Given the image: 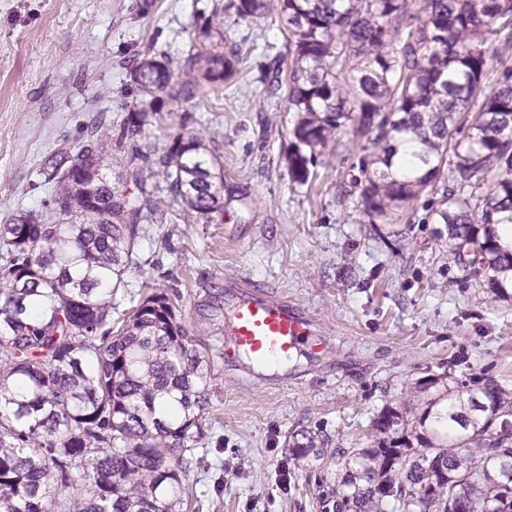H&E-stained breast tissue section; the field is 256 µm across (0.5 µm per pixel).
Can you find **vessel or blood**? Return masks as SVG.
Masks as SVG:
<instances>
[{
    "mask_svg": "<svg viewBox=\"0 0 512 512\" xmlns=\"http://www.w3.org/2000/svg\"><path fill=\"white\" fill-rule=\"evenodd\" d=\"M225 362L246 357L255 364L288 362L299 351L319 357L325 345L312 330V322L288 301L266 292H249L232 308L224 327Z\"/></svg>",
    "mask_w": 512,
    "mask_h": 512,
    "instance_id": "1",
    "label": "vessel or blood"
}]
</instances>
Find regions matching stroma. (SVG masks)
Returning a JSON list of instances; mask_svg holds the SVG:
<instances>
[{
	"label": "stroma",
	"mask_w": 512,
	"mask_h": 512,
	"mask_svg": "<svg viewBox=\"0 0 512 512\" xmlns=\"http://www.w3.org/2000/svg\"><path fill=\"white\" fill-rule=\"evenodd\" d=\"M227 0H0V224L48 216L37 171L59 148H77L96 117L120 124L138 98L130 70L154 48L182 61L198 18L221 24L245 61L221 92L166 103L146 135L166 150L187 122L219 155L233 193L202 220L161 199L145 223L113 328L152 289L175 296L176 318L214 368L211 404L185 482L188 512H317L322 464L293 465L291 433L329 435L351 448L372 442V422L412 398L418 382L446 372L491 376L512 387V304L462 280L444 225L425 211L373 224L346 197L358 139L320 149L307 184L288 174L294 115L285 90L265 79L287 61L277 14L255 22ZM248 284L287 298L314 321L321 360L294 358L257 374L224 362V331L203 316L214 294L231 307Z\"/></svg>",
	"instance_id": "obj_1"
}]
</instances>
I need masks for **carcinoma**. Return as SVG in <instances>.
I'll use <instances>...</instances> for the list:
<instances>
[{
    "instance_id": "obj_1",
    "label": "carcinoma",
    "mask_w": 512,
    "mask_h": 512,
    "mask_svg": "<svg viewBox=\"0 0 512 512\" xmlns=\"http://www.w3.org/2000/svg\"><path fill=\"white\" fill-rule=\"evenodd\" d=\"M260 20L269 0H229ZM289 45L276 69L297 114L288 173L308 183L318 149L342 133L365 139L349 195L370 223L393 224L427 192L428 219L448 231L465 280L512 301V68L483 86L488 61L512 49V0H278ZM243 64L210 18L196 22L175 76L145 50L137 93L174 100L221 90ZM285 80H279V77ZM483 103L469 110L477 96ZM149 111L128 109L117 135L90 130L75 155L40 170L46 221L0 226V512H183L182 480L210 405V360L176 321L163 291L112 331L140 224L157 214L143 163L170 200L206 218L224 210V167L188 127L162 153L146 140ZM424 408H387L374 445L329 448L325 435L289 436L290 460L336 465L315 485L322 512H512V388L447 372L418 383ZM431 493L421 495L423 487Z\"/></svg>"
}]
</instances>
